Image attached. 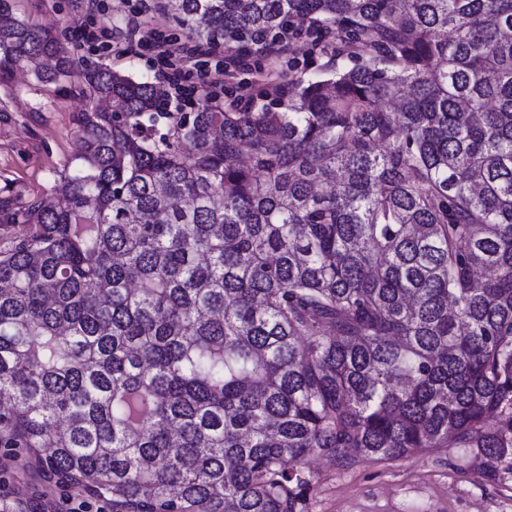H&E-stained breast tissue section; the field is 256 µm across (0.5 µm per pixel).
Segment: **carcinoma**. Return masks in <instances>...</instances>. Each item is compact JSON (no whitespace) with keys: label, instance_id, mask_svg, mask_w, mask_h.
<instances>
[{"label":"carcinoma","instance_id":"obj_1","mask_svg":"<svg viewBox=\"0 0 512 512\" xmlns=\"http://www.w3.org/2000/svg\"><path fill=\"white\" fill-rule=\"evenodd\" d=\"M155 8L324 77L166 112L0 0V57L86 93L0 250V448L112 512H307L314 457L512 473V0Z\"/></svg>","mask_w":512,"mask_h":512}]
</instances>
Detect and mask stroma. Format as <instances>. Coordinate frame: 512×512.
<instances>
[{"label":"stroma","mask_w":512,"mask_h":512,"mask_svg":"<svg viewBox=\"0 0 512 512\" xmlns=\"http://www.w3.org/2000/svg\"><path fill=\"white\" fill-rule=\"evenodd\" d=\"M97 2L90 12L85 0H16L15 6L21 18L52 28L80 63L88 59L77 31L81 21L96 23L117 41L134 25L146 23L163 37L185 39L170 15L156 9L140 12L137 0ZM295 61L306 66L308 76L320 75L319 62L310 61L293 44L273 66L263 55H253L225 89L234 91L237 83L255 80L267 68L287 74ZM81 88L79 79L62 87L18 66L0 83V198L11 197L18 208L51 199L61 178L73 172L81 136L76 117L85 108ZM307 467L315 477L309 512H512V474L503 472L492 480L483 477L461 448L399 460H363L345 467L313 458ZM0 477L18 506L33 498L85 496L82 489L61 487L20 458L8 460Z\"/></svg>","instance_id":"obj_1"}]
</instances>
